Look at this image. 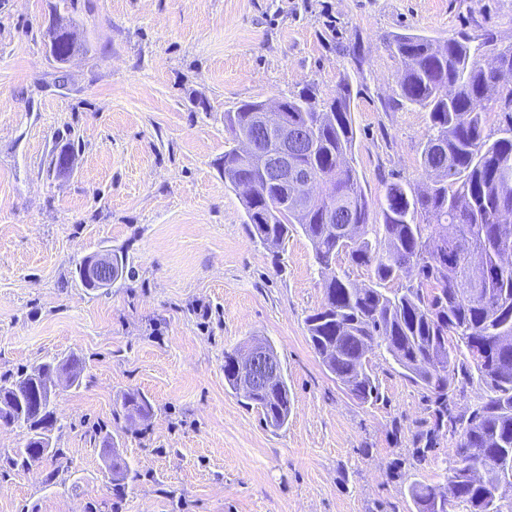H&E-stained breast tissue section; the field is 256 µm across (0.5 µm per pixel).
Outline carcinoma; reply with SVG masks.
I'll return each mask as SVG.
<instances>
[{
	"mask_svg": "<svg viewBox=\"0 0 512 512\" xmlns=\"http://www.w3.org/2000/svg\"><path fill=\"white\" fill-rule=\"evenodd\" d=\"M497 44L491 30L478 43L462 35L443 42L401 33L389 48L403 64L398 97L429 111L430 128L422 144V166L429 179L415 191L402 182L386 186L381 206L382 236L367 237L370 203L357 171L349 165L356 131L351 117L349 82L342 79L336 95L317 99L305 87L288 98L290 108L309 127L300 166L318 176L324 198L306 213L294 215L293 187L264 176L270 158L279 153L276 136L256 145L250 159L240 154L238 134L251 128L259 100L241 103L224 113L232 143L224 150V182L240 193L252 240L274 256L288 236L302 233L316 263L329 268L343 253L357 266L373 270L375 282L363 288L339 275L325 283L324 301L305 320L309 341L325 369L361 404L378 397L368 354L384 349L412 382L434 391L439 403L437 425H444L448 392L458 370L477 381L483 391L467 418L457 444L450 484L453 497L466 512H512V479L506 478L505 456H512V239L501 237L502 224L512 226V84H501L483 58ZM492 112L505 114L495 132L486 129ZM348 211L358 225L355 238L345 237L341 218ZM113 279L134 276L123 254L112 255ZM407 278L399 288L387 283ZM487 288L500 301L483 302L464 292ZM239 351L224 353V380L240 393L235 362ZM85 360L69 355L42 362L31 371L0 374V423L27 428L24 446L0 454V468L26 470L40 461L39 448L61 459L58 440L65 425L46 402L35 414L26 405L33 384L66 376L79 386ZM248 404L260 408L266 425L279 430L288 424L290 399L285 371L266 387L245 391ZM147 397L131 390L115 401L114 415L146 418ZM112 444V480L123 486L138 478L136 470ZM410 497L417 512H448V498L436 488L412 483Z\"/></svg>",
	"mask_w": 512,
	"mask_h": 512,
	"instance_id": "carcinoma-1",
	"label": "carcinoma"
}]
</instances>
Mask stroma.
I'll use <instances>...</instances> for the list:
<instances>
[{"label": "stroma", "mask_w": 512, "mask_h": 512, "mask_svg": "<svg viewBox=\"0 0 512 512\" xmlns=\"http://www.w3.org/2000/svg\"><path fill=\"white\" fill-rule=\"evenodd\" d=\"M83 46L46 54L54 14ZM490 30L512 42V0H0V373L83 357L52 404L66 456L0 470V512H416L412 482L446 489L462 428L372 353L377 402L328 374L305 319L329 273L310 243L280 258L249 235L224 183V114L314 86L352 88L351 164L381 223L387 183L423 186L425 109L398 102L388 38ZM72 146V166L52 160ZM125 253L135 277L84 287L86 257ZM267 337L284 366L286 427L224 381V353ZM143 393L148 421H116ZM119 435L139 477L117 488L90 438ZM150 410L151 404L147 397L131 390L124 392L120 398L116 399L113 412L115 416L120 415V412L123 413V416L129 421L134 420L136 416L145 419L149 415Z\"/></svg>", "instance_id": "1"}]
</instances>
